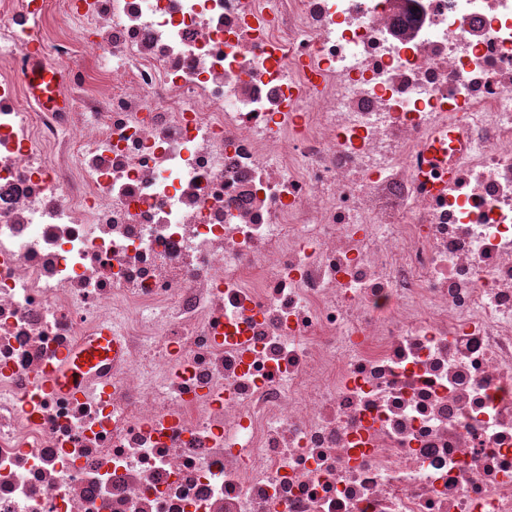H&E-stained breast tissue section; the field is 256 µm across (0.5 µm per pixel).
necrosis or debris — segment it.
<instances>
[{
	"label": "necrosis or debris",
	"instance_id": "obj_1",
	"mask_svg": "<svg viewBox=\"0 0 512 512\" xmlns=\"http://www.w3.org/2000/svg\"><path fill=\"white\" fill-rule=\"evenodd\" d=\"M0 512H512V0H0ZM120 356V337L108 331L92 343L80 344L69 358L65 368L51 379L50 384L68 393H79L85 384V373L90 368L106 361L114 364Z\"/></svg>",
	"mask_w": 512,
	"mask_h": 512
}]
</instances>
